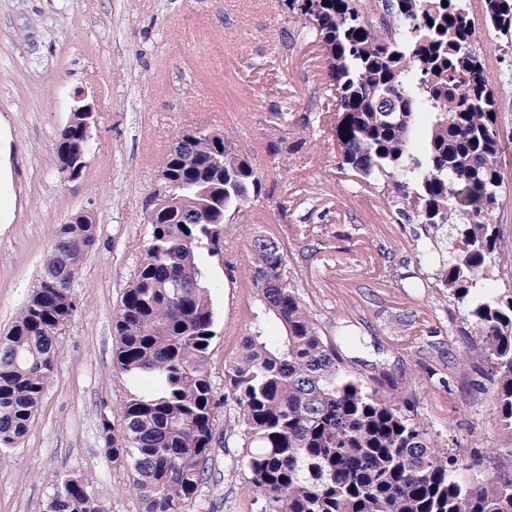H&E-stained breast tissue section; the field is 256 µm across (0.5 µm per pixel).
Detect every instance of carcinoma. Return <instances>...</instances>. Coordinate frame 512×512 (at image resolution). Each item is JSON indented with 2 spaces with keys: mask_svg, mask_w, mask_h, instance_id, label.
<instances>
[{
  "mask_svg": "<svg viewBox=\"0 0 512 512\" xmlns=\"http://www.w3.org/2000/svg\"><path fill=\"white\" fill-rule=\"evenodd\" d=\"M394 32L364 20L360 0H290L323 46L336 103L332 134L340 169L371 185L393 181L387 205L419 225L418 263L431 276L400 277L448 300L471 337L467 363L487 368L500 442L488 456L512 462V250L493 216L505 193L498 104L477 49L479 25L512 39V0H483L477 20L464 0H385ZM179 156L159 169L190 202L148 221L149 243L114 311L116 365L140 391L120 407L114 433L101 418L112 460L130 467L143 512H189L210 479L215 410L233 401L230 431L263 512H512V466L463 481L458 458L439 450L417 391L385 361H364L360 337H328L300 294L287 248L250 243V284L280 334L255 315L239 357L224 368L220 397L210 373L215 313L203 257L221 256L224 212L244 215L261 193L252 165L227 136L183 134ZM60 161L83 145L59 132ZM224 154V177L212 158ZM94 224H61L42 272L71 283L96 240ZM77 311L72 289L36 284L0 339V447L20 443L53 378L57 351ZM369 368L359 373L355 366ZM52 485L44 512H109L92 476Z\"/></svg>",
  "mask_w": 512,
  "mask_h": 512,
  "instance_id": "obj_1",
  "label": "carcinoma"
}]
</instances>
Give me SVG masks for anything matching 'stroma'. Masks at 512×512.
<instances>
[{
	"label": "stroma",
	"instance_id": "stroma-1",
	"mask_svg": "<svg viewBox=\"0 0 512 512\" xmlns=\"http://www.w3.org/2000/svg\"><path fill=\"white\" fill-rule=\"evenodd\" d=\"M480 47L504 133L507 191L494 222L512 242V45L484 28ZM220 50L228 61L211 70ZM326 83L316 36L289 0H0V121L12 146L0 180V337L39 279L55 229L80 212L97 224L72 283L78 311L36 419L21 444L0 450V512H43L51 485L78 470L93 477L110 512H141L126 491L129 469L112 461L101 434V414L119 422L134 390L113 363L112 317L148 240L159 162L174 136L201 125L227 132L262 184L253 218L227 219L231 266H209L216 391L259 309L249 243L267 233L286 246L328 334L353 318L367 359H386L416 385L423 416L461 475L496 472L483 457L499 439L490 385L463 365L464 339L442 299L401 287L399 274L415 266L417 227L386 208V181L359 186L340 174L326 124L302 156L271 152L282 137L299 136L275 128L273 112L334 115ZM80 94L95 107L93 149L68 180L55 146ZM242 455L237 445H215L193 512H262Z\"/></svg>",
	"mask_w": 512,
	"mask_h": 512
}]
</instances>
